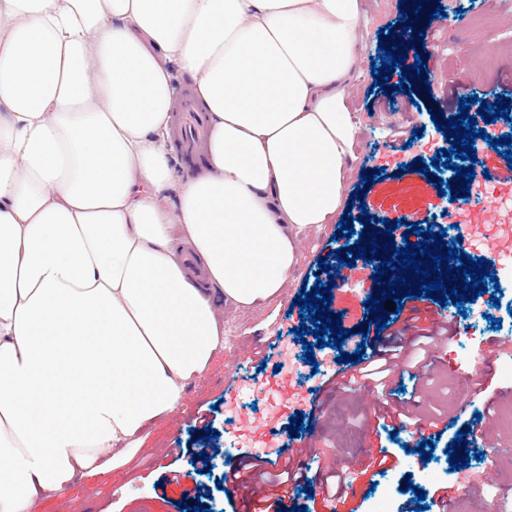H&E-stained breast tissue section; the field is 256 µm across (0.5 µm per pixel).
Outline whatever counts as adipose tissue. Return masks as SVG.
<instances>
[{"label": "adipose tissue", "instance_id": "1", "mask_svg": "<svg viewBox=\"0 0 512 512\" xmlns=\"http://www.w3.org/2000/svg\"><path fill=\"white\" fill-rule=\"evenodd\" d=\"M366 29L361 0H0V512L171 411L218 304L286 287L340 212Z\"/></svg>", "mask_w": 512, "mask_h": 512}]
</instances>
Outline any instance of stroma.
Here are the masks:
<instances>
[{"mask_svg": "<svg viewBox=\"0 0 512 512\" xmlns=\"http://www.w3.org/2000/svg\"><path fill=\"white\" fill-rule=\"evenodd\" d=\"M399 0H381L376 9L365 12L367 34L358 48L361 76L355 82L349 107L359 123L353 170L345 183L346 192L364 193L366 207H352L351 221L355 232H363L361 212L378 219L394 218L396 211L425 216L428 209L440 203V191L432 179L408 184L405 165L415 158L431 160L448 141L431 118L433 112H444L440 97L445 93L444 80L455 74L457 80L480 93L493 92L497 84L512 80V5L502 0H485L482 7L459 13V0H440V13L435 14L432 32L453 47L445 57L422 54L424 73L432 97L424 101L422 113L408 109L405 93L398 91L401 69H394L388 80L395 87L394 96L384 95L375 87L373 66L379 63L380 38H391V26L397 25ZM496 36L494 45L481 41L484 33ZM470 44L478 58L477 65L463 61L457 48ZM373 173V181H363L362 172ZM339 224H325L304 234L300 243L297 269L284 293L277 299L249 311L222 308L225 343L218 351L202 379L188 386L180 406L170 415L146 428L141 439L121 461L97 473L78 478L69 497H39L36 512H184L194 492H201L203 507L210 512H226L224 488L219 479L228 460L246 452L247 447L235 435L236 426L226 406L233 384L231 366L244 360V374L250 381L271 380L278 362L277 354L265 359H248V351L268 336H290L301 324V311L293 299L302 288H313L321 280L320 263L336 264V250L354 246V239L339 237ZM340 275L331 288L332 312L339 315L343 329L366 332V348L376 343V327L370 324L365 301L375 296L373 264L356 260L353 266H341ZM503 297V304H493V297ZM512 300V281L503 280L500 289H488L477 302L458 305L447 302V313L454 315L460 331L449 338L436 352V383L431 401L421 402V410L435 407L448 414V430L443 443L455 440L465 431L476 414L493 408L498 444L485 449L480 460L470 461L463 472L451 471L448 458L435 453L431 459L410 455L408 446L421 440H432V431L417 432L415 428L393 431L378 418L381 401L364 390H348L323 383L325 372H339L340 352L354 354L356 342L341 347L316 348L313 364L295 378L293 390L304 397L298 410L304 416V428L298 441L303 442L312 458L309 487H317L321 466L343 469L347 457L381 449L387 450L395 462L392 471L378 476L376 482L364 483L347 505L354 512H410V486L430 492L454 484L459 495L451 512H480L481 506L512 501V374L506 368L511 361L501 358L483 364L481 373L491 381L483 392L470 394V407L464 419H456L453 390L464 382L474 355L482 353L492 338L512 339V315L504 304ZM284 408L274 419H268L270 441L289 444L287 428L295 412ZM207 415L218 436L201 438L195 433L196 415ZM209 447L213 450L209 470H194L188 451ZM492 472L491 481H483L485 472Z\"/></svg>", "mask_w": 512, "mask_h": 512, "instance_id": "stroma-1", "label": "stroma"}]
</instances>
